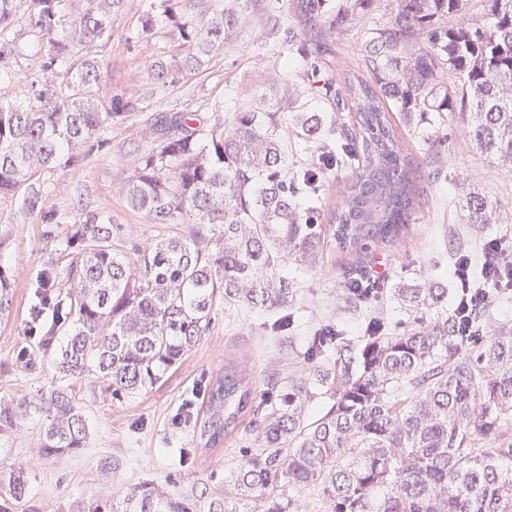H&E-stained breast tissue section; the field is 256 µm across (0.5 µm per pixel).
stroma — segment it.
Wrapping results in <instances>:
<instances>
[{"mask_svg": "<svg viewBox=\"0 0 512 512\" xmlns=\"http://www.w3.org/2000/svg\"><path fill=\"white\" fill-rule=\"evenodd\" d=\"M269 0H250L251 22L241 25L224 42V52L196 74L175 78L158 87L147 68L155 47L180 57L188 47L173 39L172 25L158 19L150 38L141 34V16L147 0H127L112 25V37L100 54V92L136 100L138 108L123 122L114 124L106 141L93 155L78 157L67 165L44 170L45 188L39 211H25L17 199L0 201V225L11 232L0 242V265L12 277L8 311L0 314V397L35 394L51 380L55 367L43 357L39 368L21 363L20 350L39 351L53 329L52 320L31 324L29 310L37 301V285L46 260L49 234L64 235L80 216L98 213L131 225L137 238L153 240L169 235L165 224H149L131 211L119 192L134 150L143 149L155 137L152 118L160 113L192 112L198 118L230 121L224 106L227 88L252 90L280 66L281 46L261 30V17ZM378 15L351 16L342 23L339 39L332 41L323 58L322 78L339 79L358 68L357 51L366 41ZM47 60L37 47L25 45L12 66L11 79L0 82V103H10L37 81ZM427 205L416 213V235L406 247L377 251L371 269L382 273L390 285H426L446 282L448 265L460 250H474L492 237L512 239V172L481 157L468 141L458 139L446 148L430 147L421 159ZM478 193L497 213L493 224H470L462 208L464 195ZM340 255L328 249L321 265L289 268L298 284V321L288 335L276 336L262 327L265 314L242 306L220 308L208 336L203 337L152 389L122 402L100 401L87 407L92 429L89 445L81 453L52 459L35 454L37 423H30L13 441L0 444V462L20 463L28 470L29 493L21 500H0V512H65L77 499H91L101 487L98 460L118 455L125 468L119 481L110 483L114 500H122L128 486L146 479L164 480L174 470L175 458L184 448L196 451V461L185 481L211 471L230 472L248 447L250 436L235 433L218 447L199 448L192 427H177L174 419L185 403L199 401V389L222 374L228 360H235L255 392L286 378L294 363L303 359L313 330L338 323L349 338L364 334L367 322L383 314L397 322L400 307L395 300L378 305L348 298L340 285Z\"/></svg>", "mask_w": 512, "mask_h": 512, "instance_id": "obj_1", "label": "stroma"}]
</instances>
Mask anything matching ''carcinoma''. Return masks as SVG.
I'll list each match as a JSON object with an SVG mask.
<instances>
[{
	"mask_svg": "<svg viewBox=\"0 0 512 512\" xmlns=\"http://www.w3.org/2000/svg\"><path fill=\"white\" fill-rule=\"evenodd\" d=\"M389 21L359 48L364 72L340 83L319 79L317 64L335 26L380 10ZM24 34L49 45L43 89L0 104V199L23 193L33 212L45 168L69 165L99 149L112 123L137 110L130 99L102 98L98 53L126 0H97L74 15L70 0H27ZM248 0H149L142 35L167 18L191 47L182 57L158 51L150 74L160 85L202 69L246 18ZM466 0H269L264 27L290 56L259 98L227 92L230 124L176 112L154 123L157 136L133 156L121 186L127 206L175 233L139 241L126 224L87 214L69 225L66 245L50 250L38 280L40 316L48 306L62 333L56 354L62 379H92L103 398L120 402L156 385L211 331L220 305L276 315L281 335L296 322V283L288 264L323 262L328 244L349 256L343 288L367 278L365 260L382 246L407 242L419 206L417 154L404 132L423 115L439 144L463 135L485 156L512 165V0H488V23L448 26ZM296 25L283 33L280 17ZM21 53L0 38V71ZM324 99L325 112L308 101ZM339 112L350 113L346 120ZM450 113L446 121L440 113ZM312 149L290 167L288 146ZM350 171L331 213L320 218L322 179ZM467 223L485 224L490 201L468 193ZM11 277L0 265V312ZM416 314L392 331L369 321L353 342L337 324L310 337L305 363L257 396L242 368L203 391L197 438L218 446L243 421L254 445L242 449L229 480L210 472L187 486L169 480L129 490L122 508L100 495L70 512H299L286 489H313L324 512H512V327L464 342L448 314V289L393 288ZM328 400L309 416L315 394ZM30 420L40 423L42 459L88 447L84 398L52 381L33 396L0 399V439ZM99 472L119 476L123 461L106 456ZM28 491L24 466L0 467V499Z\"/></svg>",
	"mask_w": 512,
	"mask_h": 512,
	"instance_id": "obj_1",
	"label": "carcinoma"
}]
</instances>
